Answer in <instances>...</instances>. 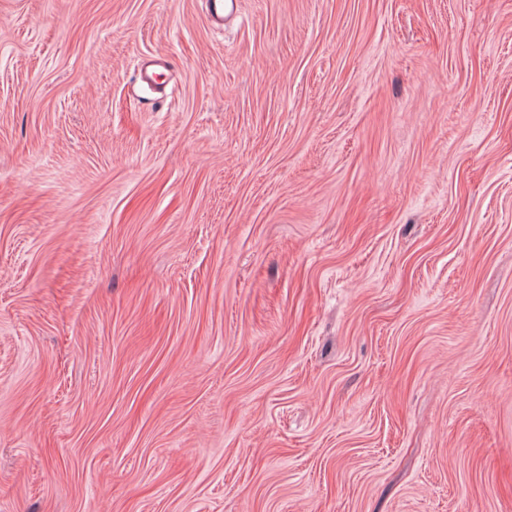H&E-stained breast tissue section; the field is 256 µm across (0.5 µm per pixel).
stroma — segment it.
I'll return each instance as SVG.
<instances>
[{
	"mask_svg": "<svg viewBox=\"0 0 512 512\" xmlns=\"http://www.w3.org/2000/svg\"><path fill=\"white\" fill-rule=\"evenodd\" d=\"M238 7L0 0V512H512V0Z\"/></svg>",
	"mask_w": 512,
	"mask_h": 512,
	"instance_id": "1",
	"label": "stroma"
}]
</instances>
